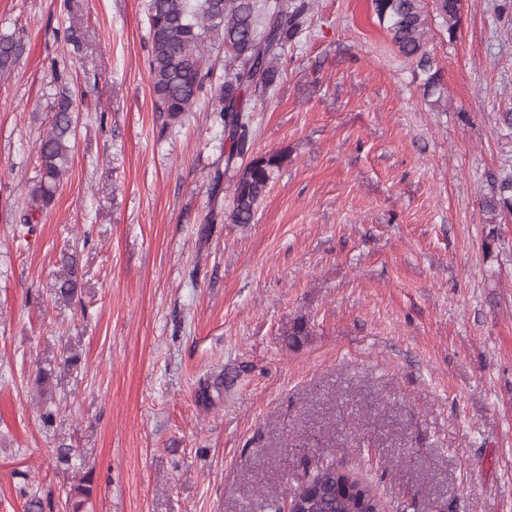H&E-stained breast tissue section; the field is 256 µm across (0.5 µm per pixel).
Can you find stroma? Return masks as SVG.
Returning <instances> with one entry per match:
<instances>
[{
  "label": "stroma",
  "mask_w": 512,
  "mask_h": 512,
  "mask_svg": "<svg viewBox=\"0 0 512 512\" xmlns=\"http://www.w3.org/2000/svg\"><path fill=\"white\" fill-rule=\"evenodd\" d=\"M310 2L246 95L249 156L282 163L241 225L211 102L155 110L148 0H0L23 46L0 77V512L25 486L55 512L79 486L82 512H264L321 459L385 512H512V215L480 205L512 171V0H465L453 37L424 0L433 96L371 0ZM63 93L70 165L27 224ZM224 391V376L218 375L215 379H209L199 382L197 390V401L204 407H209L214 404V393L220 399Z\"/></svg>",
  "instance_id": "obj_1"
}]
</instances>
